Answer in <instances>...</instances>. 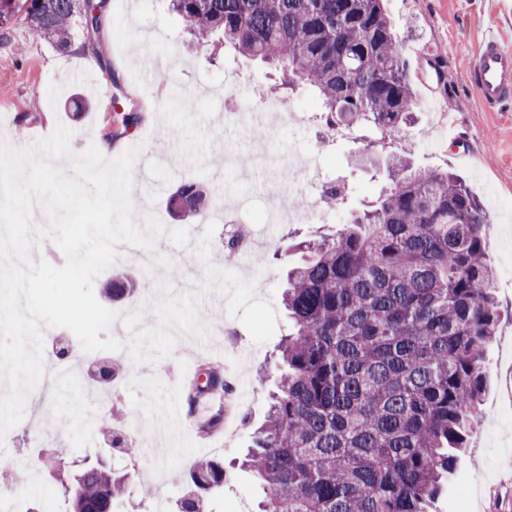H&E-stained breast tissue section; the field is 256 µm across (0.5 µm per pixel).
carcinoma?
I'll return each mask as SVG.
<instances>
[{"mask_svg": "<svg viewBox=\"0 0 512 512\" xmlns=\"http://www.w3.org/2000/svg\"><path fill=\"white\" fill-rule=\"evenodd\" d=\"M33 33L74 46L78 0H26ZM201 46L218 33L245 58L313 87L326 123L371 127L393 147L415 122L416 94L383 0H168ZM391 186L332 234L304 241L282 302L292 331L267 416L242 466L259 481L260 512H429L478 416L483 358L499 319L486 214L447 170L398 153ZM345 185H324L332 207ZM213 196L181 183L172 207L202 223ZM192 395L224 392L206 366ZM134 474L101 463L64 485L66 512H115ZM227 481L208 460L189 474L175 512H204Z\"/></svg>", "mask_w": 512, "mask_h": 512, "instance_id": "1", "label": "carcinoma"}]
</instances>
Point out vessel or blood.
Instances as JSON below:
<instances>
[{
	"label": "vessel or blood",
	"mask_w": 512,
	"mask_h": 512,
	"mask_svg": "<svg viewBox=\"0 0 512 512\" xmlns=\"http://www.w3.org/2000/svg\"><path fill=\"white\" fill-rule=\"evenodd\" d=\"M468 69L488 106L512 102V47L495 33L486 34Z\"/></svg>",
	"instance_id": "1"
}]
</instances>
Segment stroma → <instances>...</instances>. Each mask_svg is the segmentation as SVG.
I'll return each instance as SVG.
<instances>
[{
	"label": "stroma",
	"instance_id": "1",
	"mask_svg": "<svg viewBox=\"0 0 512 512\" xmlns=\"http://www.w3.org/2000/svg\"><path fill=\"white\" fill-rule=\"evenodd\" d=\"M417 94V117L401 147L415 167L452 170L460 176L488 215L482 227L490 265L495 273L499 323L484 362L481 417L435 503V512H512V427L502 416L512 413V210L498 200L512 198V104L486 107L467 76V61L484 32L494 29L512 44V0H384ZM75 51L61 53L34 38L17 11L0 29V131L17 150H37L57 125L71 130L70 154L55 160L68 173L73 159L89 147L119 157L137 154L131 170L133 219L147 231L148 217L163 226L150 252L152 275L131 296L115 301L104 290L112 273L137 275L133 260L114 262L93 282L101 304L114 311L140 312L143 328H157V306L186 295L197 301L200 332L178 340L170 355L134 361L128 350L112 352L122 370L111 396L97 398L86 371L102 352L72 360L70 397L35 389L25 416L8 434L9 452L0 456V471L18 473L17 484L0 482V499L24 498L38 512H65L61 488L50 474L59 462L92 460L107 455L116 471H134L137 482L127 492L122 512H167L184 492V478L196 462L223 460L228 480L210 498L211 512H258L255 478L238 465L251 436L265 419L268 398L280 373L279 346L289 331L281 303L284 265L275 249H287L291 234L313 236L319 223L284 224L272 248L254 259L237 258L230 271L223 265L224 227L178 221L169 198L187 179L206 182L217 195L226 192L218 173L225 157L235 158L239 173L234 206L251 211L265 198L254 181L273 184L279 165L296 154L312 152L308 179L336 180L346 186L344 213L374 201L385 180L388 152L374 151L375 170L359 163L360 139L369 130H328L317 94L288 89L277 70L248 60L233 48L219 54L199 47L165 0H110L102 28L87 35L74 31ZM437 56L447 63V90H440L426 65ZM110 67L114 80L76 78V70ZM120 105L108 112L103 93ZM274 96L284 103L303 102L294 125L266 127L260 143L271 164L256 167L255 141L228 112L253 111L259 100ZM230 363L232 381L248 400L234 430L201 433L187 403V388L201 364ZM120 428L135 451L109 450L100 434Z\"/></svg>",
	"mask_w": 512,
	"mask_h": 512
}]
</instances>
